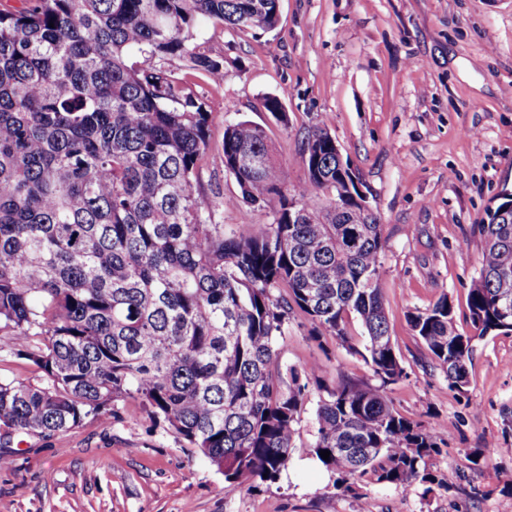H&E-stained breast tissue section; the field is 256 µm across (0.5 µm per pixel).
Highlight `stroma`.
Here are the masks:
<instances>
[{"instance_id": "obj_1", "label": "stroma", "mask_w": 512, "mask_h": 512, "mask_svg": "<svg viewBox=\"0 0 512 512\" xmlns=\"http://www.w3.org/2000/svg\"><path fill=\"white\" fill-rule=\"evenodd\" d=\"M275 30L208 21L194 40L224 60V79L191 75L212 112L211 148L194 185L213 202L240 189L220 161L226 126L265 128L290 183L303 180L304 138L324 125L378 211L380 287L404 367L388 394L437 429L431 492L359 484L343 492L312 453L319 389L295 426L279 480L228 491L224 476L132 398L70 431L0 444V512H512V333L476 337L469 290L480 233L496 196L512 190V0H279ZM282 97L288 126L262 106ZM448 297L472 339L470 383L452 388L407 315ZM293 310L276 341L282 367H317L320 387L373 373L334 337L314 340ZM491 448L489 461L475 462Z\"/></svg>"}]
</instances>
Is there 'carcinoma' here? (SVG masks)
<instances>
[{
    "instance_id": "1",
    "label": "carcinoma",
    "mask_w": 512,
    "mask_h": 512,
    "mask_svg": "<svg viewBox=\"0 0 512 512\" xmlns=\"http://www.w3.org/2000/svg\"><path fill=\"white\" fill-rule=\"evenodd\" d=\"M272 31L279 0H18L0 4V349L23 347L42 378L0 379V439L68 432L133 397L224 475L230 488L288 467L312 364L282 369L275 348L300 309L317 340L370 365L319 398L312 452L334 486L439 483V432L401 414L387 386L404 375L379 288L377 211L356 200L350 165L320 126L304 140L306 178L288 185L263 127L224 129L221 162L241 198L272 221L224 231L196 192L211 112L177 74L179 57L218 82L224 59L193 43L201 21ZM263 108L283 125L281 98ZM343 192L344 212L329 210ZM323 195L326 204L311 199ZM303 215L294 217L291 200ZM469 320L483 337L512 322V222L482 226ZM363 328L349 332L351 318ZM436 367L461 391L471 337L444 297L408 315ZM290 383H284L283 373Z\"/></svg>"
}]
</instances>
